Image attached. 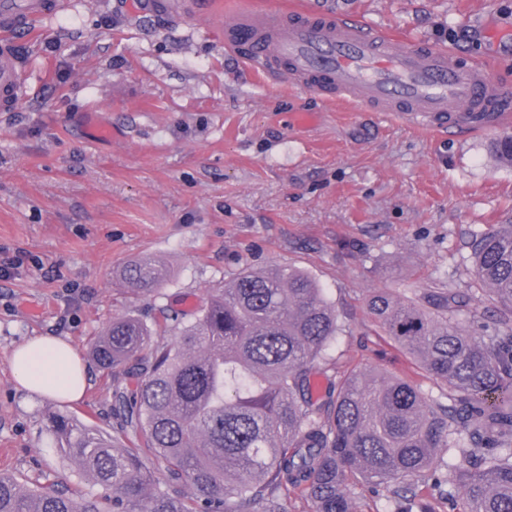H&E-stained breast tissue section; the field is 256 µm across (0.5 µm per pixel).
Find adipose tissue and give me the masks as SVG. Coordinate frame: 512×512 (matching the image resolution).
I'll use <instances>...</instances> for the list:
<instances>
[{"label": "adipose tissue", "mask_w": 512, "mask_h": 512, "mask_svg": "<svg viewBox=\"0 0 512 512\" xmlns=\"http://www.w3.org/2000/svg\"><path fill=\"white\" fill-rule=\"evenodd\" d=\"M8 363L31 402L47 398L79 401L87 386V372L75 348L57 336H39L14 349Z\"/></svg>", "instance_id": "obj_1"}]
</instances>
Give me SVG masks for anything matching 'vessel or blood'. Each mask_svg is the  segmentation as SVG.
<instances>
[{
    "label": "vessel or blood",
    "instance_id": "1",
    "mask_svg": "<svg viewBox=\"0 0 512 512\" xmlns=\"http://www.w3.org/2000/svg\"><path fill=\"white\" fill-rule=\"evenodd\" d=\"M56 0H0V110L19 102L22 73L11 38L56 13ZM248 41L254 70L277 71L330 99L400 114L417 125L449 121L469 130L512 128V84L490 67L460 64L437 47L388 36L355 16L288 15L248 6L224 24V44Z\"/></svg>",
    "mask_w": 512,
    "mask_h": 512
}]
</instances>
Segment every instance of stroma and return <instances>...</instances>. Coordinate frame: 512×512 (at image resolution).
<instances>
[{
  "instance_id": "35a3bbf8",
  "label": "stroma",
  "mask_w": 512,
  "mask_h": 512,
  "mask_svg": "<svg viewBox=\"0 0 512 512\" xmlns=\"http://www.w3.org/2000/svg\"><path fill=\"white\" fill-rule=\"evenodd\" d=\"M14 37L26 79L0 111V474L101 496L55 446L51 418L112 433V376L88 366L75 403L29 405L9 353L37 336L88 358L112 317L191 319L208 289L243 269L303 270L343 333L319 369H377L446 400L376 326L367 298L427 288L473 297V335L496 306L472 274L474 232L512 224V166L494 134L424 131L252 73L224 27L170 13L168 0H65ZM361 15L383 33L493 64L512 84V0H268ZM112 137L90 135L92 124ZM149 256L169 276L134 294L119 277Z\"/></svg>"
}]
</instances>
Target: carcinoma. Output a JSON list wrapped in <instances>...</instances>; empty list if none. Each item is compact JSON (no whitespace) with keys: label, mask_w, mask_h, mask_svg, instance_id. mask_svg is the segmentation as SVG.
<instances>
[{"label":"carcinoma","mask_w":512,"mask_h":512,"mask_svg":"<svg viewBox=\"0 0 512 512\" xmlns=\"http://www.w3.org/2000/svg\"><path fill=\"white\" fill-rule=\"evenodd\" d=\"M469 248L500 313L485 335L461 326L472 297L456 289L409 301L376 291L367 303L385 335L450 388V404L380 372L330 379L319 393L314 364L343 332L324 289L301 270H243L169 342L132 315L94 341L118 428L51 422L58 447L108 494L32 490L1 474L0 512H285L281 498L296 490L313 512H352L359 477L384 486L396 512H435L455 451L464 512H512V224L473 235ZM123 277L152 294L167 271L145 258Z\"/></svg>","instance_id":"cac0c4a2"}]
</instances>
